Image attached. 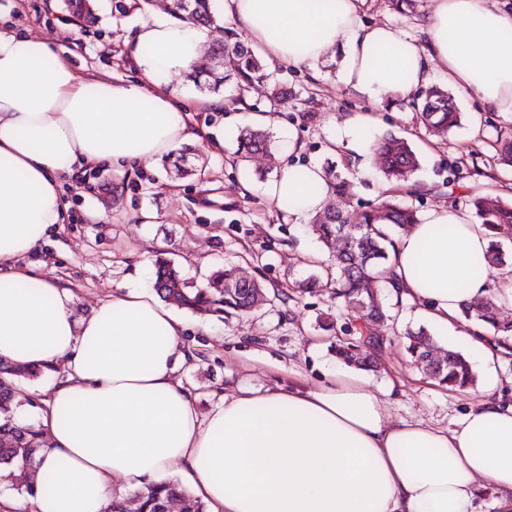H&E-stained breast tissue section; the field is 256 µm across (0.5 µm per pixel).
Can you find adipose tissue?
I'll return each instance as SVG.
<instances>
[{
	"label": "adipose tissue",
	"instance_id": "adipose-tissue-1",
	"mask_svg": "<svg viewBox=\"0 0 512 512\" xmlns=\"http://www.w3.org/2000/svg\"><path fill=\"white\" fill-rule=\"evenodd\" d=\"M364 2L214 0L213 11L269 62L341 54L345 84L368 99L407 97L437 71L512 115L505 0H432L421 42L389 23L363 25ZM210 34L155 13L136 32L141 77L130 82L83 77L64 51L0 29V356L63 372L45 389L34 512H105L124 481L158 482L173 469L210 512H476L488 489L499 512H512V406L497 399L503 349L492 339L475 344L478 401L447 432L390 421L386 400L348 370L313 388H240L203 416L175 378L185 323L151 290L123 286L78 317L68 291L27 265L64 222L81 170L149 171L197 139L165 78L191 69ZM268 196L298 224L323 210L328 191L319 167L286 168ZM489 243L469 209L419 215L390 252L401 297L445 326L467 302L498 301Z\"/></svg>",
	"mask_w": 512,
	"mask_h": 512
}]
</instances>
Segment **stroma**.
I'll use <instances>...</instances> for the list:
<instances>
[{"mask_svg":"<svg viewBox=\"0 0 512 512\" xmlns=\"http://www.w3.org/2000/svg\"><path fill=\"white\" fill-rule=\"evenodd\" d=\"M429 5L430 0H416L413 13L402 15L391 0H366L362 22L391 23L416 40L418 17ZM144 17L131 0H97L93 19L83 24L74 21L62 0H0V24L65 48L83 76L136 80L130 58ZM267 70L269 79L250 90L245 106L192 110V125L223 134L224 144H184L147 172L103 164L74 179L67 224L28 258L37 273L70 288L71 308L78 316L111 298L128 279L140 276L153 285L152 260L159 253L196 285L224 267L260 281L264 300L247 315L182 313L188 356L178 376L204 414L240 387L324 384L344 366L337 344L361 342L355 315L330 289L298 291V284L324 274L332 260L310 226L289 223L265 193L282 168L344 163L350 190L348 197L338 199V208L353 214L382 196L384 174L375 168L363 172L362 158L346 147L344 121L350 114L373 111L377 123L371 136L392 133L413 143L421 157L415 179L429 189L415 202L419 212L464 205L473 188L512 202V168L496 160L497 140L512 133V116L491 111L479 97L454 93L462 114L459 126L430 135L408 102L387 96L370 101L346 86L339 56L309 67L275 63ZM281 83L287 85V95L272 99V89ZM259 114L270 117L265 128L274 137L273 154L239 160L235 138ZM95 210L104 211L103 221L89 219ZM145 211L154 213L153 223L142 222ZM380 296L394 327H377L386 340L372 352L377 369L365 375L368 388L386 399L391 420H421L443 431L455 428L474 405L475 394L450 391L417 370L402 336L422 328L443 346L467 353L470 344L450 339L448 330L431 323L418 305L397 297L393 289L381 288Z\"/></svg>","mask_w":512,"mask_h":512,"instance_id":"stroma-1","label":"stroma"}]
</instances>
